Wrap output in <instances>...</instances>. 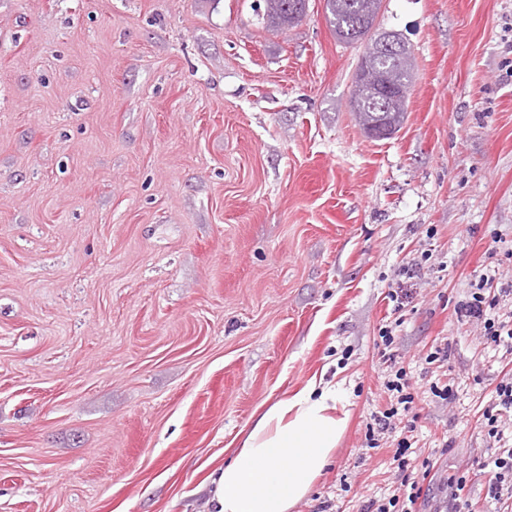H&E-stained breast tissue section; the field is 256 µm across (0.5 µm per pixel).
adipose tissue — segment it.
I'll return each instance as SVG.
<instances>
[{
	"label": "adipose tissue",
	"mask_w": 512,
	"mask_h": 512,
	"mask_svg": "<svg viewBox=\"0 0 512 512\" xmlns=\"http://www.w3.org/2000/svg\"><path fill=\"white\" fill-rule=\"evenodd\" d=\"M336 386L310 379L270 404L233 459L211 474L215 512H291L321 477L346 428Z\"/></svg>",
	"instance_id": "1"
}]
</instances>
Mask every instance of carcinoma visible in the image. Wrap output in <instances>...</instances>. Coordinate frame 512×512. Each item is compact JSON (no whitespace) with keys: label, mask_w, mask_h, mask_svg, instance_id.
Returning a JSON list of instances; mask_svg holds the SVG:
<instances>
[{"label":"carcinoma","mask_w":512,"mask_h":512,"mask_svg":"<svg viewBox=\"0 0 512 512\" xmlns=\"http://www.w3.org/2000/svg\"><path fill=\"white\" fill-rule=\"evenodd\" d=\"M266 24L272 28L290 27L306 15L308 0H265ZM330 26L338 40L347 44L366 43L365 58L359 62L367 78L353 81L351 107L366 133L383 129L392 135L404 120L406 98L385 97L379 91L384 82L395 88H409L413 80L412 48L402 45L401 56L383 54L375 26L382 0H325Z\"/></svg>","instance_id":"obj_1"}]
</instances>
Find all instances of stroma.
<instances>
[{"label":"stroma","instance_id":"35a3bbf8","mask_svg":"<svg viewBox=\"0 0 512 512\" xmlns=\"http://www.w3.org/2000/svg\"><path fill=\"white\" fill-rule=\"evenodd\" d=\"M262 3L0 0V512H212L259 406L315 376L349 422L294 512L398 493V433L366 435L399 369L417 512L487 456L512 353L455 306L512 285V0H383L417 61L387 138L324 0L282 29ZM512 413V381L503 380L495 388L494 401L483 413L485 427L488 428L489 438L500 442L503 439L504 432L498 429V421L504 414Z\"/></svg>","mask_w":512,"mask_h":512}]
</instances>
